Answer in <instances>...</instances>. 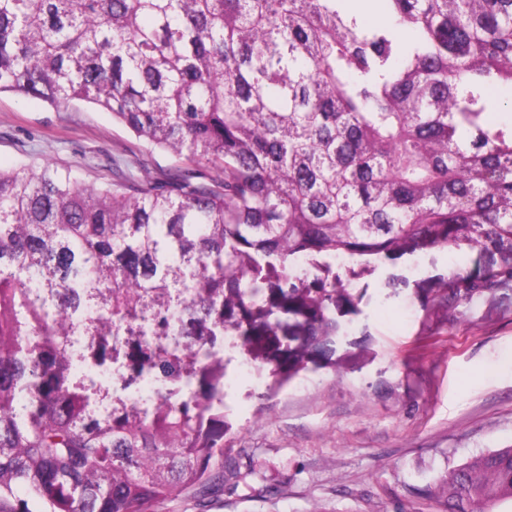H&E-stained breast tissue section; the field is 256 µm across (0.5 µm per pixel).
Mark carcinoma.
Masks as SVG:
<instances>
[{"label":"carcinoma","mask_w":512,"mask_h":512,"mask_svg":"<svg viewBox=\"0 0 512 512\" xmlns=\"http://www.w3.org/2000/svg\"><path fill=\"white\" fill-rule=\"evenodd\" d=\"M346 2L0 0V93L92 104L188 163L125 190L0 170V502L145 512L222 483L224 369L178 368L141 336L231 328L280 389L340 366L359 301L342 270L448 247L477 260L426 281L422 305L512 282V121L487 118L512 88V0H384L372 28ZM79 328L134 337L129 362L192 374L191 396L92 415ZM446 489L512 501V448Z\"/></svg>","instance_id":"obj_1"}]
</instances>
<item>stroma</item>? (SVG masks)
Returning <instances> with one entry per match:
<instances>
[{
	"label": "stroma",
	"mask_w": 512,
	"mask_h": 512,
	"mask_svg": "<svg viewBox=\"0 0 512 512\" xmlns=\"http://www.w3.org/2000/svg\"><path fill=\"white\" fill-rule=\"evenodd\" d=\"M46 163L116 187L181 161L83 102L0 93V169ZM473 261L447 248L372 260L351 283L360 301L341 319L339 372L273 395L269 366L244 378L230 353L223 488L147 512H448L449 469L512 447V284L466 304L417 299L423 281Z\"/></svg>",
	"instance_id": "obj_1"
}]
</instances>
